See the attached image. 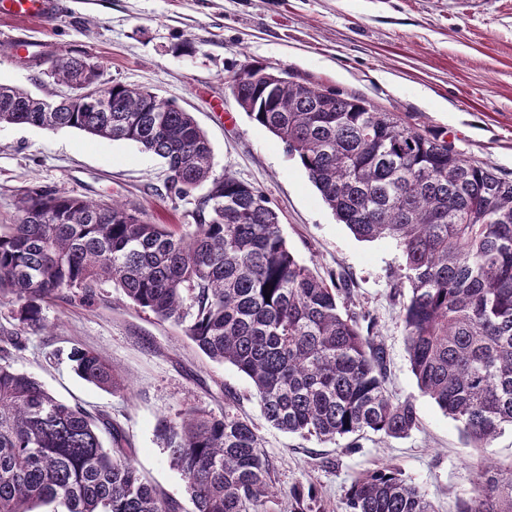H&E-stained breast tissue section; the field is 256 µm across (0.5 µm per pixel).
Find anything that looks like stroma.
I'll return each instance as SVG.
<instances>
[{
  "mask_svg": "<svg viewBox=\"0 0 512 512\" xmlns=\"http://www.w3.org/2000/svg\"><path fill=\"white\" fill-rule=\"evenodd\" d=\"M53 53L77 49L98 60L105 80L156 93L192 112L207 135L215 174L258 188L278 212L289 248L322 276L351 280L357 308L377 319L388 353L387 388L412 400L419 429L404 438L367 434L324 443L288 434L264 418L249 380L229 364L196 352L180 326L134 306L120 289H94L91 300H60L43 310L47 330L28 334L9 362L58 399L110 414L133 439L142 474L194 512L179 473L156 435L159 418L190 407L220 408L225 391L264 438L278 497L314 484L326 512H343L354 475L396 464L438 512H456L472 492L483 455L512 468V428L488 452L468 447L457 422L418 388L404 342L392 275L402 262L393 240L356 238L337 221L299 162L235 102L228 83L256 60L288 69L399 113L425 132L445 133L465 158L512 179V0H64L43 21L0 18V83L35 90L37 72L11 50L17 34ZM165 167L129 142L76 129L0 126V224L17 217L32 183L92 201L129 203L160 224L188 223L190 203L167 197ZM102 352L126 387L113 393L77 377L72 342Z\"/></svg>",
  "mask_w": 512,
  "mask_h": 512,
  "instance_id": "obj_1",
  "label": "stroma"
}]
</instances>
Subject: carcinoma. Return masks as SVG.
Wrapping results in <instances>:
<instances>
[{"instance_id": "carcinoma-1", "label": "carcinoma", "mask_w": 512, "mask_h": 512, "mask_svg": "<svg viewBox=\"0 0 512 512\" xmlns=\"http://www.w3.org/2000/svg\"><path fill=\"white\" fill-rule=\"evenodd\" d=\"M86 53L24 57L72 91L102 79ZM243 67L230 83L247 116L298 159L336 218L364 240L391 238L403 263L394 293L419 388L476 448L512 426V180L464 158L441 133H423L365 98L290 81L269 88ZM112 111L80 96L56 111L0 84V125L74 128L139 145L166 166V195L189 198L191 231L155 224L118 202L48 185L27 187L20 217L0 225V299L23 330H45L44 305L111 284L185 337L209 361L250 381L265 419L283 432L331 442L368 432L403 438L416 407L386 387L387 352L375 319L354 309L340 275L325 278L288 248L279 216L258 189L213 174L210 142L193 115L153 92L104 83ZM74 373L105 391L125 388L106 357L80 343ZM225 394L224 410L188 408L159 420L170 465L195 512H270L273 465L252 421ZM290 512H325L313 486L289 492ZM181 512L135 465L129 435L103 412L58 400L37 379L0 362V512ZM344 512H436L400 468L359 473ZM458 512H512V469L476 473Z\"/></svg>"}]
</instances>
